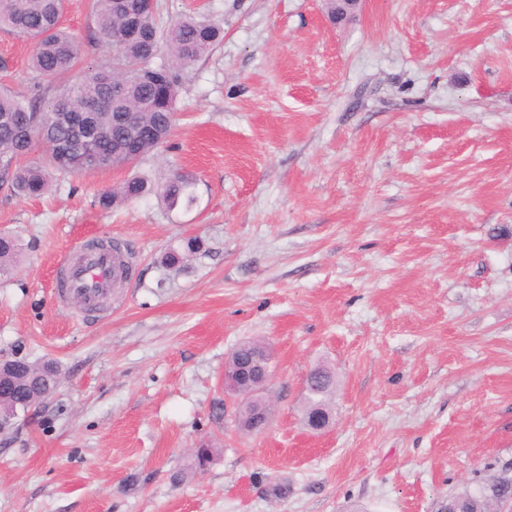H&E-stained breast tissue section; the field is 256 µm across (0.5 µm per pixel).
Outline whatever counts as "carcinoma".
Listing matches in <instances>:
<instances>
[{
	"mask_svg": "<svg viewBox=\"0 0 512 512\" xmlns=\"http://www.w3.org/2000/svg\"><path fill=\"white\" fill-rule=\"evenodd\" d=\"M139 0H88L94 36L112 48L110 63L88 67L78 79L60 86L50 98L35 83L30 94L0 91V179L25 197H40L52 183L53 173L81 175L92 171L80 154L60 162L56 143L69 138L67 127L49 121L60 104L72 112H83L88 102L97 104L95 120L102 130L101 149L118 164L134 163L160 147L171 135L179 93V72L208 55L223 39V30L206 20L184 15L161 25L160 5L153 11L135 14ZM67 0H0V29L36 40L30 60L40 78H58L80 65L83 44L62 28ZM166 51L167 60L154 59ZM47 156L26 164L35 142ZM150 191L140 178L124 181L96 195L99 208L132 203ZM157 195L170 208L192 206L196 200L193 177L180 170L157 188ZM20 256L15 238L0 236V274H7ZM264 340L253 338L240 343L228 356L224 373L234 376L245 357L262 347ZM312 380L304 397L303 417L313 420L320 413H332L336 394V372L327 364L311 369ZM59 369L52 361L31 362L23 374L13 375L11 389L0 390V408L12 411L35 393L42 398L56 389ZM512 494V485L499 478L465 484L448 495L445 512H495L496 496Z\"/></svg>",
	"mask_w": 512,
	"mask_h": 512,
	"instance_id": "1",
	"label": "carcinoma"
}]
</instances>
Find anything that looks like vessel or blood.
Segmentation results:
<instances>
[{
  "label": "vessel or blood",
  "instance_id": "b4317fda",
  "mask_svg": "<svg viewBox=\"0 0 512 512\" xmlns=\"http://www.w3.org/2000/svg\"><path fill=\"white\" fill-rule=\"evenodd\" d=\"M115 274L116 260L112 251L79 248L63 272V291L82 301L89 310L111 288Z\"/></svg>",
  "mask_w": 512,
  "mask_h": 512
}]
</instances>
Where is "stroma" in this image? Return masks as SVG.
Wrapping results in <instances>:
<instances>
[{
  "instance_id": "1",
  "label": "stroma",
  "mask_w": 512,
  "mask_h": 512,
  "mask_svg": "<svg viewBox=\"0 0 512 512\" xmlns=\"http://www.w3.org/2000/svg\"><path fill=\"white\" fill-rule=\"evenodd\" d=\"M86 3L63 25L103 64ZM192 12L224 38L181 71L162 147L38 198L0 184L21 246L0 356L60 369L0 432V512H443L512 471V0H364L341 24L323 0H161ZM32 51L0 30L1 85L29 92ZM177 169L187 210L155 193ZM133 176L152 193L95 205ZM97 240L132 270L89 316L53 284ZM251 338L271 413L244 432L224 364ZM321 362L338 385L313 432ZM203 442L207 469L174 483ZM312 380L304 397L303 417L310 422L320 413L332 416V403L336 394V372L327 364H317L310 369Z\"/></svg>"
}]
</instances>
